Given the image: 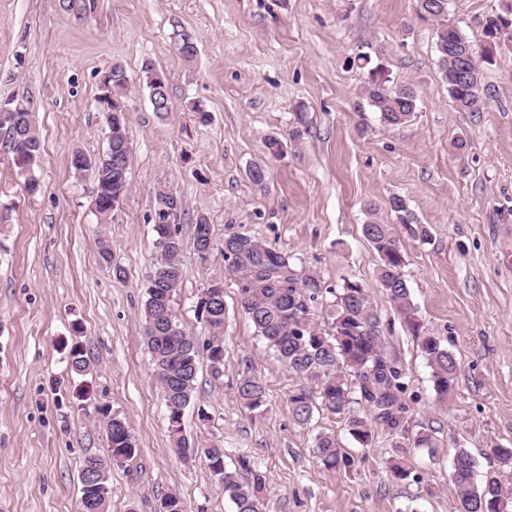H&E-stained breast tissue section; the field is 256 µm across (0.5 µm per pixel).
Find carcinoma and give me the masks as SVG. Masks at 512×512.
<instances>
[{"instance_id":"obj_1","label":"carcinoma","mask_w":512,"mask_h":512,"mask_svg":"<svg viewBox=\"0 0 512 512\" xmlns=\"http://www.w3.org/2000/svg\"><path fill=\"white\" fill-rule=\"evenodd\" d=\"M416 10L434 25L440 73L456 109L480 111L484 106L483 96L473 99L458 75L459 50L466 48L475 53L477 48L449 19L448 0H416ZM483 29L488 46L482 62L491 64L493 51L501 45L512 44V6L487 16ZM359 60L360 68L367 70L363 95L373 111L380 114V120L389 126L410 121L418 109V91L407 85H394L389 70L381 63H372L371 57L361 55ZM125 86L123 81L101 83L99 94L105 96L109 105L116 106L121 104L117 91ZM14 103L24 105L26 111L15 113L13 128L1 131L0 135L13 143L9 147L12 163L17 172L25 176V190L36 194L41 190L39 180L33 175L41 158L39 130L30 102L16 99ZM127 141V127L123 124L113 130L105 151L93 157L84 155L85 165L80 172L94 173V204L102 223L112 219V201L126 188L131 163V155L125 149ZM170 209L168 220L153 223L157 257L144 302L146 345L167 408L169 438L180 457L197 450L204 455L224 496L234 504L235 512H265L266 476L249 458L239 457L235 469L230 470L224 461V449L199 450L184 435L183 417L196 390L200 352H206L214 373H221L224 366L226 310L224 281L214 278L198 293L195 306L207 335L197 336L181 327L174 310V295L185 278L180 260L183 240L175 224L182 203L173 204ZM390 210L395 223L402 225L410 237L422 242L428 240V230L420 224L403 197H393ZM369 214L363 234L379 256L377 279L404 316L406 325L418 335L416 308L407 279L400 275L405 262L394 227L377 216L376 208H369ZM193 245L197 250L216 245L211 224L204 218L194 224ZM223 246L227 269L237 274L240 281V309L253 323L257 335L265 340L289 372L302 379H320L318 391L302 386L288 395L295 420L300 424L309 423L318 401L338 415L349 413L353 403L362 404L368 414L348 417L349 434L359 444L366 445L375 430L387 431L398 449L391 460V474L401 481L417 480L408 464L410 449L434 448L437 442L425 431L409 437L406 372L400 367L386 369L383 328L368 289L350 280L337 291L323 289L315 276L297 269L284 253L247 232H236V238L224 240ZM326 292L333 296L332 322L328 328L318 323L315 312V304ZM421 348L432 372L436 398L445 402L454 393L457 361L437 336H423ZM70 363L77 374L88 369L87 357L78 342L70 348ZM264 396L261 380L244 372L236 384V399L240 404L256 409L263 405ZM100 414L105 421L106 437L112 441V461L118 464L132 459L137 448L127 418L106 408L100 409ZM315 454L330 470L350 464L333 434H317ZM492 454L497 462L496 469L477 484L474 459L465 449H456L452 473L457 491L454 512H509L512 508V493L504 485L512 478V448H494ZM83 463L101 469L94 489L80 486L83 512H92L95 508L106 507L112 487L102 460L90 456Z\"/></svg>"}]
</instances>
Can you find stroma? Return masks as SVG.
Masks as SVG:
<instances>
[{
	"label": "stroma",
	"mask_w": 512,
	"mask_h": 512,
	"mask_svg": "<svg viewBox=\"0 0 512 512\" xmlns=\"http://www.w3.org/2000/svg\"><path fill=\"white\" fill-rule=\"evenodd\" d=\"M499 0H449L448 12L475 45ZM197 54L183 59L182 35ZM413 84L411 122H381L360 93L361 54ZM167 83L171 111H154L142 67ZM130 80L123 97L133 162L109 223L97 218L92 173L75 175L73 151L105 150L99 80L112 65ZM483 111L461 112L439 70L434 28L415 0H0V103L30 101L41 136L31 196L0 147V512H82L79 464L107 457L99 407L128 418L137 446L113 465L106 512H159L178 495L184 512H233L203 457L176 456L166 407L144 336L146 286L154 271L150 217L158 194L183 210L186 277L174 299L196 334L201 288L224 282V372L207 358L184 415L198 447L225 449L227 466L250 457L269 483L266 512H453L455 449L478 473L494 470L495 448H512V45L484 69ZM281 154H272L270 138ZM265 171L254 183L253 167ZM404 197L430 233L397 229L405 275L423 332L441 337L458 372L447 402L377 278V253L362 233L368 205ZM218 247L200 259L197 217ZM245 231L290 255L322 287L367 288L384 348L407 372L410 429L433 434L435 450L410 462L421 483L393 480L395 441L376 431L361 447L347 419L317 406L298 424L288 404L297 381L240 311L238 281L219 247ZM106 243L110 260L98 248ZM80 340L90 368L77 375L69 348ZM252 371L265 402L243 408L235 384ZM207 420H199L198 410ZM335 434L351 464L325 469L318 433Z\"/></svg>",
	"instance_id": "1"
}]
</instances>
